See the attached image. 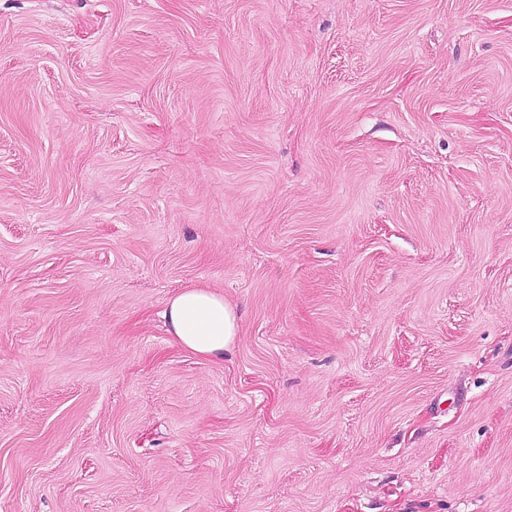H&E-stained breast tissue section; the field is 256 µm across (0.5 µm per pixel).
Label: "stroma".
I'll return each mask as SVG.
<instances>
[{
    "instance_id": "1",
    "label": "stroma",
    "mask_w": 512,
    "mask_h": 512,
    "mask_svg": "<svg viewBox=\"0 0 512 512\" xmlns=\"http://www.w3.org/2000/svg\"><path fill=\"white\" fill-rule=\"evenodd\" d=\"M0 512H512V0H0ZM163 317L180 347L215 362L223 361L239 336L235 309L210 288L181 289L168 300Z\"/></svg>"
}]
</instances>
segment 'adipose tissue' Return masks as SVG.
Returning a JSON list of instances; mask_svg holds the SVG:
<instances>
[{"mask_svg": "<svg viewBox=\"0 0 512 512\" xmlns=\"http://www.w3.org/2000/svg\"><path fill=\"white\" fill-rule=\"evenodd\" d=\"M163 317L180 347L216 362L223 361L239 336L234 308L210 288L181 289L168 300Z\"/></svg>", "mask_w": 512, "mask_h": 512, "instance_id": "obj_1", "label": "adipose tissue"}]
</instances>
